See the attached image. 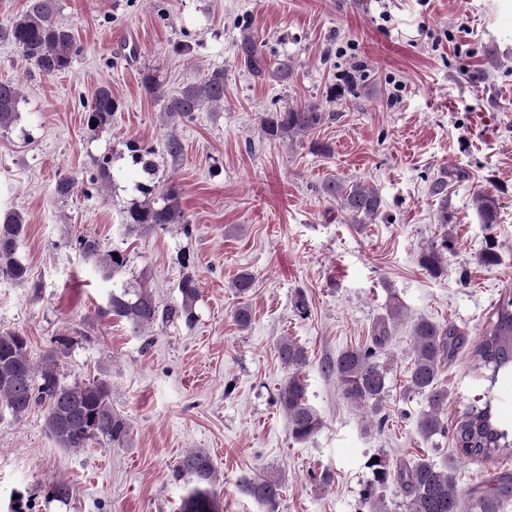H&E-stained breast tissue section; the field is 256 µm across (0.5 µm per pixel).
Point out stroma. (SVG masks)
<instances>
[{
    "instance_id": "obj_1",
    "label": "stroma",
    "mask_w": 512,
    "mask_h": 512,
    "mask_svg": "<svg viewBox=\"0 0 512 512\" xmlns=\"http://www.w3.org/2000/svg\"><path fill=\"white\" fill-rule=\"evenodd\" d=\"M56 19L78 53L46 76L0 39V81L21 91L14 127L0 129V213L23 214L18 255L29 282L0 278V330L28 338L34 361L67 339L65 381L106 374L112 407L129 419L128 443L58 447L44 408L15 420L0 407V512L21 492L32 512H179L185 493L171 477L179 458L206 450L224 512H267L243 495L246 473L283 478L278 512H367L360 497L368 459L421 456L455 463L457 488L491 485L499 471L455 456L453 436L422 441L424 396L409 392L413 326H455L467 346L447 364L444 417L455 425L471 403L493 400L512 427V383L492 386L469 347L504 293L512 292V0H57ZM290 59L287 84L254 78L239 63L243 35ZM348 46L346 56L336 50ZM224 72V103L191 122L173 121L147 95L144 74L169 93ZM354 88L332 100L342 72ZM119 104L110 124L91 126L87 104L99 87ZM315 102L335 113L312 133L329 153L263 139L265 112ZM183 144L162 153L168 134ZM156 148L161 186H176L190 225L131 229L126 211L142 201L128 145ZM111 160L102 180L96 161ZM76 180L69 196L61 176ZM335 178L376 188L382 214L354 224L322 191ZM446 195L432 194L435 181ZM495 195L499 221L482 224L477 190ZM450 220L438 221L440 211ZM126 260L106 275L79 240ZM454 249L439 277L421 265L442 237ZM495 264L482 263L487 250ZM199 283L196 320L160 321L136 333L102 310L112 288L146 281L161 306L181 303L184 271ZM254 277L248 295L233 282ZM304 294L309 312L294 309ZM253 321L239 329L235 310ZM389 393L381 416L346 399L325 366L370 345L389 307ZM306 351L300 375L323 429L295 442L276 402L290 372L277 344ZM69 484L68 505L47 502L49 485Z\"/></svg>"
}]
</instances>
